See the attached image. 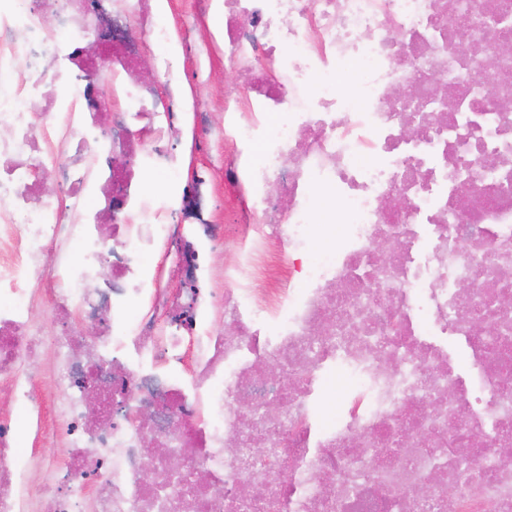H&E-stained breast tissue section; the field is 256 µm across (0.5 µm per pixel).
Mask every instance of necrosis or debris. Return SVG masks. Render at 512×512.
Masks as SVG:
<instances>
[{
  "mask_svg": "<svg viewBox=\"0 0 512 512\" xmlns=\"http://www.w3.org/2000/svg\"><path fill=\"white\" fill-rule=\"evenodd\" d=\"M156 2L0 0V512H512V7L223 0V226ZM193 116L189 114L188 126L182 142L177 150L182 158V182L191 183L193 179L199 176H208L209 174L216 182L215 199V219L217 224H225L228 215V208L224 206V142L214 140L209 149L205 152H199L195 149L192 142Z\"/></svg>",
  "mask_w": 512,
  "mask_h": 512,
  "instance_id": "4bbe7bcc",
  "label": "necrosis or debris"
}]
</instances>
